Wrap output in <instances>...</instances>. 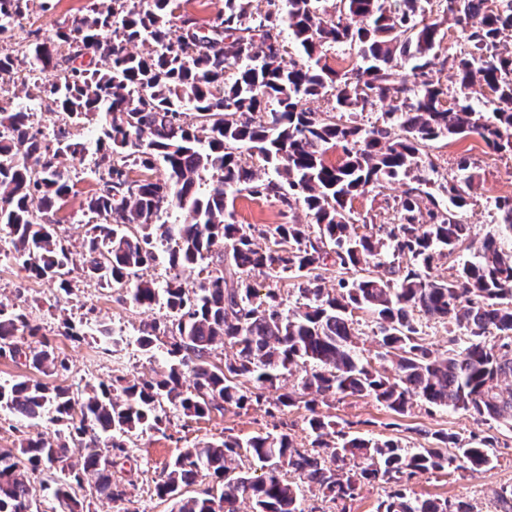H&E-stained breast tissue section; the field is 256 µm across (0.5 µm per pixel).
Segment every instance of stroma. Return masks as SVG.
I'll list each match as a JSON object with an SVG mask.
<instances>
[{
  "instance_id": "obj_1",
  "label": "stroma",
  "mask_w": 512,
  "mask_h": 512,
  "mask_svg": "<svg viewBox=\"0 0 512 512\" xmlns=\"http://www.w3.org/2000/svg\"><path fill=\"white\" fill-rule=\"evenodd\" d=\"M54 3L50 12L31 13L6 42V49L15 51L26 47L31 41V31H40L44 36L51 34L56 19L81 14L86 0H54ZM423 159L433 164V178L437 181L456 178L460 160L470 162L475 185L463 220L470 224L475 241H482L494 232L498 222L494 201L512 194V154L492 151L479 136L471 135L429 142ZM71 179L73 189L57 215V232L68 241L73 262L78 266L82 262L83 235L79 224L80 205L86 196L98 190L99 184L81 163L72 167ZM405 187V179L400 178L381 188H367L356 196L351 203L355 226L367 227L375 233L385 225L397 223L395 203ZM233 208L240 224H280L287 218L302 224L309 221L304 207H297L285 217L277 203L254 199L245 193L235 195ZM72 276L76 281L73 293L59 297L52 284L28 276L13 257L10 237L0 233V301L30 312L43 324L44 333L59 357L69 363L68 372L44 374L0 359V380L24 376L78 395L89 386L111 382L116 375L134 380L160 374L166 367L162 350L143 351L137 343V330L142 322L165 316V308L135 307L125 301L123 291L100 287L95 280L83 277L78 269ZM65 318L75 325L80 339L64 335L60 322ZM101 324L110 328L113 344L106 346L89 336V329ZM316 410L335 416L337 422L351 423L353 431L358 433L394 438L414 448L428 447L433 432L457 433L466 438L495 437L498 461L493 467L473 475L449 469L414 476L408 482L411 495L461 499L470 502L474 512H496V492L512 486V429L475 420L463 411H446L424 404L415 405L406 415H396L367 397L332 400L317 405ZM307 416L308 411L302 406L271 415L265 406L254 404L222 414L215 412L200 420L187 419L172 410L162 431H147L132 437L129 456L119 460L116 476L126 484L134 512H170L171 502L158 496L157 487L165 480L169 463L183 448L227 434L245 440L265 432L288 434L299 447L306 448L312 441L305 427ZM58 431V425L47 420L21 421L0 411V447L15 446L20 439L37 434L52 439Z\"/></svg>"
}]
</instances>
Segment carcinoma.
<instances>
[{"label":"carcinoma","mask_w":512,"mask_h":512,"mask_svg":"<svg viewBox=\"0 0 512 512\" xmlns=\"http://www.w3.org/2000/svg\"><path fill=\"white\" fill-rule=\"evenodd\" d=\"M445 2L462 43L444 55L443 21L426 20L420 0H335L330 12L318 0H223L209 19L182 11L181 0H150L146 8L141 0H87L82 14L55 22L53 35L33 32L23 52L27 73L20 74L18 56L0 52V74L34 79L35 99L64 116L48 137L28 110L0 104V231L12 238L15 260L29 277L71 293V251L56 216L72 190L64 161L81 162L86 153L72 129L95 120L102 187L82 204L95 219L84 225L82 271L125 290L136 307L168 310L137 338L148 352L166 350L167 370L156 378L115 376L77 398L30 379L0 382V410L62 425L53 441L32 436L0 448V512H38L41 490L60 512H89L76 494L86 482L98 497L130 501L112 468L129 458L127 438L161 430L166 404L197 420L253 402L284 413L302 401L311 412V448L271 432L198 442L168 465L157 494L173 501L171 512H238L244 497L252 512H305V488L315 487L350 512L363 485L381 482L389 491L377 512H473L464 500L413 497L405 483L451 464L483 471L496 458L491 438L434 432L430 447L406 448L315 413L320 397H370L397 415L420 400L512 429V196L495 200L497 230L477 245L462 220L474 183L470 164H460L459 180L436 183L421 159L428 142L470 134L512 152V0ZM37 8L50 10L49 0H0V38H11ZM284 24L294 53L281 39ZM136 43L143 52L128 50ZM336 46L354 52V67L326 63ZM436 67L453 72L451 107L448 88L433 79ZM477 86L489 91L487 112L470 104ZM328 93L331 111L305 107ZM383 104L376 122L357 120ZM331 149L342 152L337 164L326 160ZM244 150L257 164L242 161ZM159 167L162 182L150 177ZM269 169L275 176H262ZM136 170L141 176H132ZM206 173L215 182L203 192ZM409 175L415 186L395 203L399 223L386 225L382 237L356 232L352 200ZM243 190L288 211L302 204L312 223L238 224L228 192ZM174 206L187 212L184 223L162 220ZM158 244L175 274L162 288L143 279L128 285L130 271L159 259ZM464 251L472 259L453 278L434 274ZM329 260L344 271L331 291L315 274ZM369 264L381 273L363 274ZM186 268L197 271L198 287L184 286L179 271ZM256 273L296 280L295 307L281 310L272 288L259 296ZM356 311L372 318L395 378L364 356ZM417 314L446 325V352L429 348ZM219 344L236 350L220 367L210 360ZM0 358L38 371L68 369L42 325L2 301ZM295 368L305 369L300 389L265 395ZM74 444L84 450L77 460ZM243 451L261 474L236 470ZM44 469L61 477L35 484L31 474ZM202 472L216 484L184 496Z\"/></svg>","instance_id":"cac0c4a2"}]
</instances>
